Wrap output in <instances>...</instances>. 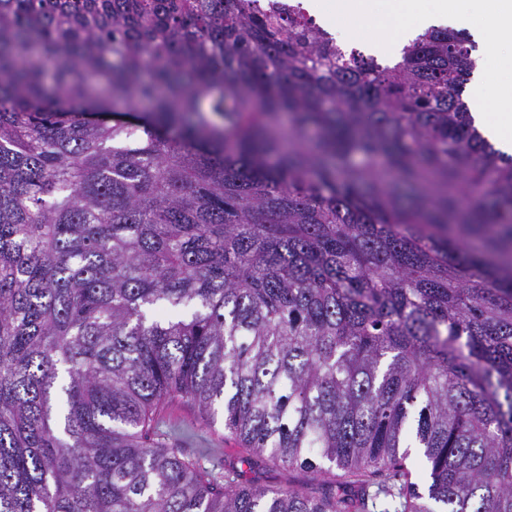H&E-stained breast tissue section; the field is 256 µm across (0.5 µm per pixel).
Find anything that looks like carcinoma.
Wrapping results in <instances>:
<instances>
[{"instance_id": "obj_1", "label": "carcinoma", "mask_w": 512, "mask_h": 512, "mask_svg": "<svg viewBox=\"0 0 512 512\" xmlns=\"http://www.w3.org/2000/svg\"><path fill=\"white\" fill-rule=\"evenodd\" d=\"M474 50L431 27L382 66L272 0H0V512H512V154ZM172 401L250 470L346 481L217 476L158 438ZM243 469L247 471V478H256L260 483L267 485L288 484L305 485L313 478V475L301 469L288 470L268 462L260 470L255 473L249 472L246 465Z\"/></svg>"}]
</instances>
